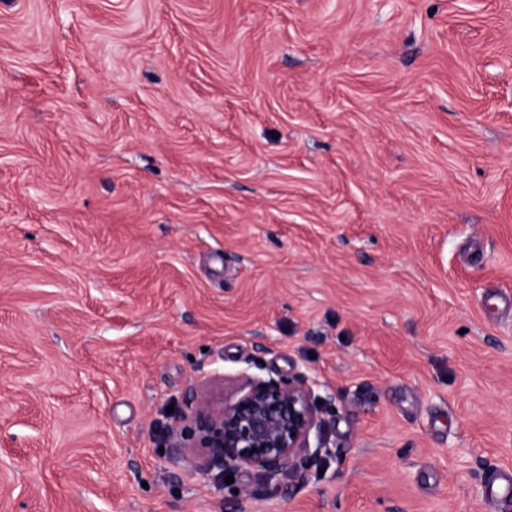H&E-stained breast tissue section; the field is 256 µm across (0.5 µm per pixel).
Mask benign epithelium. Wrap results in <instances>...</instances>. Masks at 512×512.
<instances>
[{"instance_id":"obj_1","label":"benign epithelium","mask_w":512,"mask_h":512,"mask_svg":"<svg viewBox=\"0 0 512 512\" xmlns=\"http://www.w3.org/2000/svg\"><path fill=\"white\" fill-rule=\"evenodd\" d=\"M318 382L305 374L286 380L252 378L239 395L221 405L199 403L179 412L162 444L197 448L190 460L204 475H231L241 469L258 471L276 486L285 474L303 477L310 467L333 455L311 434L319 429Z\"/></svg>"}]
</instances>
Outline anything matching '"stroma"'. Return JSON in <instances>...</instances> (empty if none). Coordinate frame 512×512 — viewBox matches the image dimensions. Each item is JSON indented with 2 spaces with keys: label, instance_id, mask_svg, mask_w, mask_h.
<instances>
[{
  "label": "stroma",
  "instance_id": "obj_1",
  "mask_svg": "<svg viewBox=\"0 0 512 512\" xmlns=\"http://www.w3.org/2000/svg\"><path fill=\"white\" fill-rule=\"evenodd\" d=\"M512 0H0V512H495ZM316 376L278 490L161 449Z\"/></svg>",
  "mask_w": 512,
  "mask_h": 512
}]
</instances>
